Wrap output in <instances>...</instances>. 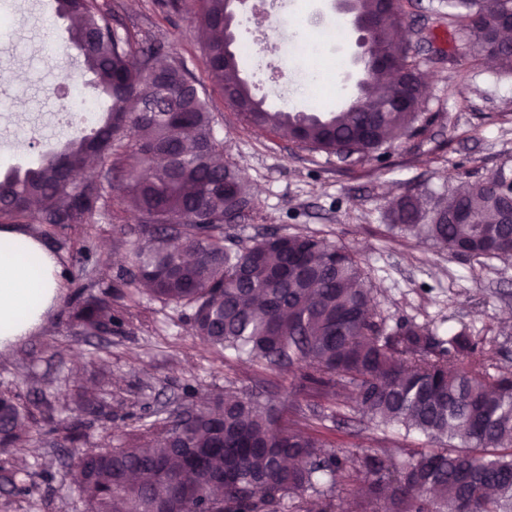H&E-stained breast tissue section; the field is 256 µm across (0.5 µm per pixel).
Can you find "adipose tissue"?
<instances>
[{
  "label": "adipose tissue",
  "instance_id": "adipose-tissue-1",
  "mask_svg": "<svg viewBox=\"0 0 512 512\" xmlns=\"http://www.w3.org/2000/svg\"><path fill=\"white\" fill-rule=\"evenodd\" d=\"M57 259L24 229L0 226V350L43 331L61 282Z\"/></svg>",
  "mask_w": 512,
  "mask_h": 512
}]
</instances>
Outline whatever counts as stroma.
I'll use <instances>...</instances> for the list:
<instances>
[{"label":"stroma","instance_id":"1","mask_svg":"<svg viewBox=\"0 0 512 512\" xmlns=\"http://www.w3.org/2000/svg\"><path fill=\"white\" fill-rule=\"evenodd\" d=\"M128 27L163 43L183 60L205 89L224 158L248 183L252 209L227 228L242 248L268 233L314 234L352 250L361 259L374 290L377 311L387 325L411 320L470 336L493 349L496 365L512 370V258H459L447 249L392 230L391 202L419 196L435 199L500 169L512 171V74L474 59L466 31L449 28L448 0H399L405 35L427 83L420 130L402 138L381 158L347 164L275 133L243 123L212 84L196 28L194 0L183 13L163 19L152 0H107ZM298 44L319 45L341 64L332 90L317 104L302 94L284 103L270 75L279 74L274 46L262 52L266 71L241 59V75L253 94L274 109L334 112L357 95L362 76L354 66L356 35L338 23L331 0H294ZM13 22L0 30V71L17 76L8 83L10 107L0 124L34 132V139L0 143V173L37 159V132L64 142L80 124L58 125L61 102L52 95L62 73H82L83 61L67 44L66 23L52 0H13ZM341 25L333 42L320 33ZM95 223L66 229L28 222L25 228L56 255L66 288L50 314L51 326L0 351V392H11L31 413L24 448L0 454V461L27 469L30 495L0 492V512H85L74 480L81 454L91 448L128 446L185 400L196 402L224 391L254 390L263 400L307 424L332 448L367 449L397 460L430 447L418 432L398 425L375 427L362 419L351 395L341 402L311 397L302 390L300 365L271 368L260 360L236 357L203 343L192 331L187 311L163 304L125 284L120 275L138 241L139 217L127 209L117 189ZM107 296L118 321L99 338L76 334L68 320L77 300ZM92 391L103 407L98 420L76 442L71 422L82 418L74 394Z\"/></svg>","mask_w":512,"mask_h":512}]
</instances>
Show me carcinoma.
Returning <instances> with one entry per match:
<instances>
[{
    "label": "carcinoma",
    "instance_id": "obj_1",
    "mask_svg": "<svg viewBox=\"0 0 512 512\" xmlns=\"http://www.w3.org/2000/svg\"><path fill=\"white\" fill-rule=\"evenodd\" d=\"M55 2L108 108L89 134L0 177V223H93L107 206L103 182L74 181L72 165L125 149L107 181L120 182L122 200L140 216L132 268L123 270L129 284L188 309L204 343L269 365L297 363L307 391L339 398L350 388L375 426L393 422L440 444L400 465L367 450L328 451L326 441L283 423L259 394L217 396L194 407L189 424L172 410L132 446L83 453L86 512H273L286 495L293 512H326L310 506L306 493L319 485L332 493L342 482L365 486L357 512H388L390 503L396 512H461L466 498L473 512H512V373L490 372L492 351L474 357L475 344L462 334L438 336L407 321L387 326L370 305L360 262L344 247L271 234L227 248L224 211L247 206L250 190L224 161L199 83L162 43L126 27L101 0ZM199 2L197 23L215 33L204 44L209 76L245 123L359 161L416 130L424 84L400 39V7L378 23L371 54L396 62L409 89L383 84L385 71L373 70L358 99L380 111L316 115L265 108L240 76L237 55L224 56L226 0ZM511 4L448 0V26L466 29L482 58L491 35L504 39L498 20ZM155 7L167 19L183 12L184 0H156ZM377 14V0H355L353 15ZM503 173L439 197L426 224L420 200L402 196L390 206L391 222L457 257L512 255V225L500 223L512 190L499 182ZM181 212L192 221L177 228L183 244L176 250L168 220ZM116 320L109 300L91 296L76 304L70 325L110 335ZM29 420L15 396L0 393V446L20 445ZM227 474L224 493L212 494ZM0 488L26 496L30 474L0 464Z\"/></svg>",
    "mask_w": 512,
    "mask_h": 512
}]
</instances>
